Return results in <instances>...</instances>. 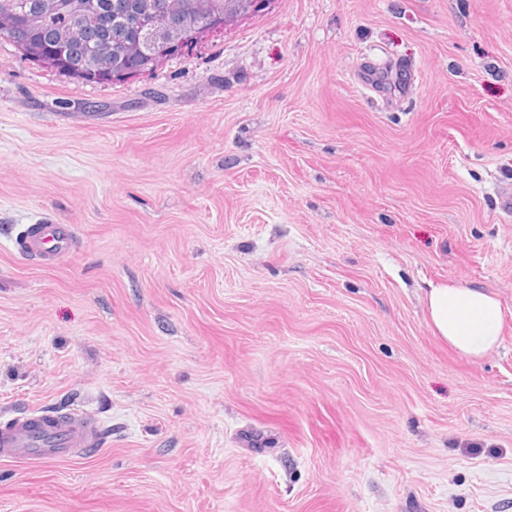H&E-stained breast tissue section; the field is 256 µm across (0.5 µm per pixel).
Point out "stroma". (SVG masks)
I'll use <instances>...</instances> for the list:
<instances>
[{
  "mask_svg": "<svg viewBox=\"0 0 512 512\" xmlns=\"http://www.w3.org/2000/svg\"><path fill=\"white\" fill-rule=\"evenodd\" d=\"M506 184L512 0H272L108 83L0 37V415L110 432L0 512H512ZM440 280L502 303L480 361ZM20 249L41 265L52 266L68 254L73 244V233L65 224H32L16 236ZM425 310L432 333L468 360L482 359L499 346L504 310L485 288L431 282Z\"/></svg>",
  "mask_w": 512,
  "mask_h": 512,
  "instance_id": "1",
  "label": "stroma"
}]
</instances>
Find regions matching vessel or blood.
<instances>
[{
    "mask_svg": "<svg viewBox=\"0 0 512 512\" xmlns=\"http://www.w3.org/2000/svg\"><path fill=\"white\" fill-rule=\"evenodd\" d=\"M73 233L64 224H34L22 232L20 249L41 265L68 254ZM97 418L87 413L21 412L0 417V461H59L101 441Z\"/></svg>",
    "mask_w": 512,
    "mask_h": 512,
    "instance_id": "1",
    "label": "vessel or blood"
}]
</instances>
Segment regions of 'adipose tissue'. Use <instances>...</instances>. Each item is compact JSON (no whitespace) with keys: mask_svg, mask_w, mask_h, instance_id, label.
Here are the masks:
<instances>
[{"mask_svg":"<svg viewBox=\"0 0 512 512\" xmlns=\"http://www.w3.org/2000/svg\"><path fill=\"white\" fill-rule=\"evenodd\" d=\"M425 310L433 334L468 360L482 359L500 343L504 310L484 288L429 283Z\"/></svg>","mask_w":512,"mask_h":512,"instance_id":"1","label":"adipose tissue"}]
</instances>
